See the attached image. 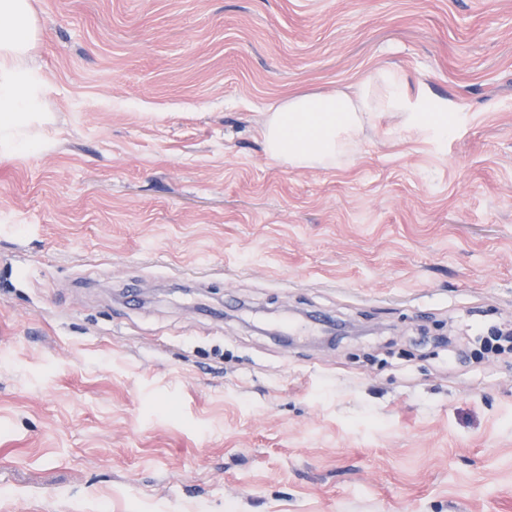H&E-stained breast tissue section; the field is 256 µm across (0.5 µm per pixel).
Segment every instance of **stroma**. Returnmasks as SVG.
Instances as JSON below:
<instances>
[{"label":"stroma","mask_w":512,"mask_h":512,"mask_svg":"<svg viewBox=\"0 0 512 512\" xmlns=\"http://www.w3.org/2000/svg\"><path fill=\"white\" fill-rule=\"evenodd\" d=\"M0 143V512H512V0H32ZM460 112L344 167L263 114ZM396 119L389 133L404 142L448 139L460 113L433 99L424 85L398 68H381L347 88L289 95L273 105L260 128L274 161L292 167L336 169L354 152L360 133L374 117Z\"/></svg>","instance_id":"stroma-1"}]
</instances>
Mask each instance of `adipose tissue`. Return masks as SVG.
I'll use <instances>...</instances> for the list:
<instances>
[{"label": "adipose tissue", "mask_w": 512, "mask_h": 512, "mask_svg": "<svg viewBox=\"0 0 512 512\" xmlns=\"http://www.w3.org/2000/svg\"><path fill=\"white\" fill-rule=\"evenodd\" d=\"M31 0H0V141L27 139L26 116L39 80L27 60L36 38ZM394 117V133L407 142L447 139L460 114L433 99L424 85L398 68H381L347 88L298 93L277 102L260 128L274 161L292 167L336 169L348 161L373 118Z\"/></svg>", "instance_id": "1"}]
</instances>
